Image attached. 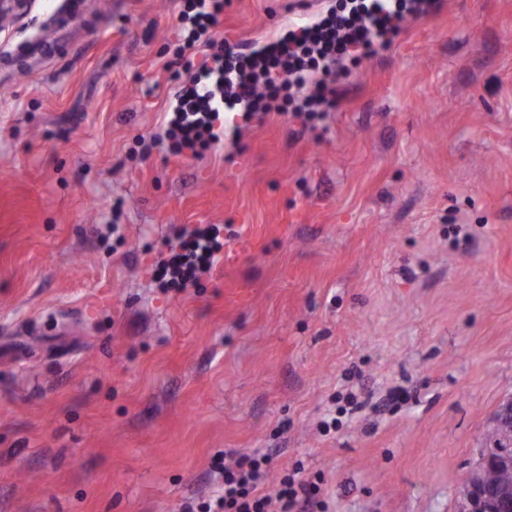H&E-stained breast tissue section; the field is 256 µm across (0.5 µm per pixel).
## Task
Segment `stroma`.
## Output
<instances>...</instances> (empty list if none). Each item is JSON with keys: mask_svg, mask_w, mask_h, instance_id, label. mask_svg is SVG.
I'll use <instances>...</instances> for the list:
<instances>
[{"mask_svg": "<svg viewBox=\"0 0 512 512\" xmlns=\"http://www.w3.org/2000/svg\"><path fill=\"white\" fill-rule=\"evenodd\" d=\"M180 0L0 21V512H185L229 450L327 512H458L512 397V0H436L224 142L146 148ZM345 0H224L260 45ZM234 264L159 287L176 230ZM338 415L339 426L317 425Z\"/></svg>", "mask_w": 512, "mask_h": 512, "instance_id": "obj_1", "label": "stroma"}]
</instances>
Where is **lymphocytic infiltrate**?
<instances>
[{"instance_id":"1","label":"lymphocytic infiltrate","mask_w":512,"mask_h":512,"mask_svg":"<svg viewBox=\"0 0 512 512\" xmlns=\"http://www.w3.org/2000/svg\"><path fill=\"white\" fill-rule=\"evenodd\" d=\"M187 2L193 27L175 49L186 80L164 116L169 151L176 156L221 142L224 128L218 120L224 108H240L250 118L261 111L264 99H276L282 88L303 87L312 72L335 78L336 55L387 44L403 12L418 14L422 0H350L348 16L295 25L247 56L217 48L208 36L224 0ZM200 42L209 53L198 63L191 51ZM218 236V228L210 224L182 239L160 264L162 286L182 290L210 271L223 250ZM220 474L219 495L186 512H326L319 486L303 479L299 468L275 470L270 453L225 452Z\"/></svg>"}]
</instances>
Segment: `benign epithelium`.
I'll return each instance as SVG.
<instances>
[{
  "mask_svg": "<svg viewBox=\"0 0 512 512\" xmlns=\"http://www.w3.org/2000/svg\"><path fill=\"white\" fill-rule=\"evenodd\" d=\"M494 424L498 437L478 449L472 479L462 489V512H512V488H489L480 480L486 468L512 469V398L500 405Z\"/></svg>",
  "mask_w": 512,
  "mask_h": 512,
  "instance_id": "obj_1",
  "label": "benign epithelium"
}]
</instances>
